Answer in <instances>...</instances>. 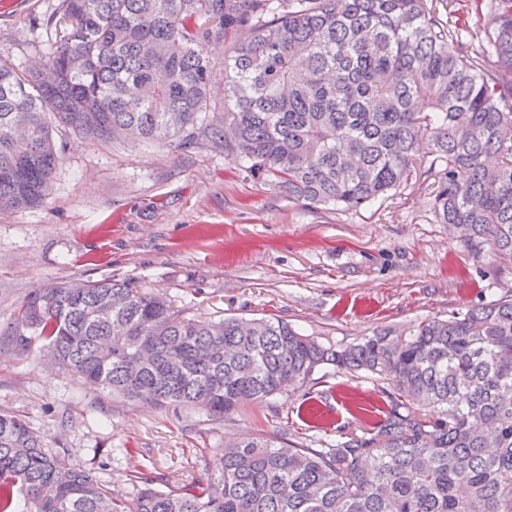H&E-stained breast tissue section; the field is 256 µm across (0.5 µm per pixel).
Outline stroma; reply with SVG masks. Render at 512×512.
Listing matches in <instances>:
<instances>
[{
	"label": "stroma",
	"instance_id": "1",
	"mask_svg": "<svg viewBox=\"0 0 512 512\" xmlns=\"http://www.w3.org/2000/svg\"><path fill=\"white\" fill-rule=\"evenodd\" d=\"M58 0H0V62L34 66L55 40ZM61 161L36 208L0 212V412L24 415L112 494L130 499L135 467L160 490L206 478L225 444L271 436L324 448L375 426L347 394L384 408L367 373L315 372L302 388L247 404L224 421L130 403L54 366L40 342L5 331L26 296L59 280L126 279L198 319L288 321L338 349L387 328L495 299L512 285L489 252L437 224L431 178L336 211L288 197L223 149L57 138Z\"/></svg>",
	"mask_w": 512,
	"mask_h": 512
}]
</instances>
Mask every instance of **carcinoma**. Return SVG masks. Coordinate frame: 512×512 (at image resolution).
<instances>
[{"instance_id":"carcinoma-1","label":"carcinoma","mask_w":512,"mask_h":512,"mask_svg":"<svg viewBox=\"0 0 512 512\" xmlns=\"http://www.w3.org/2000/svg\"><path fill=\"white\" fill-rule=\"evenodd\" d=\"M475 8L476 56L460 0H61L45 59L0 63V210L49 196L58 132L207 141L340 211L388 198L419 161L436 222L512 270V0ZM232 34L223 113L208 120L211 48ZM13 336L128 401L215 421L325 366L390 389L369 432L327 448L229 444L217 474L176 491L137 468L129 501L0 412V512H512V289L338 350L282 319L186 317L127 280L62 281L27 298ZM461 3L466 4L467 6L464 11H469L468 28L462 33L463 40L470 45V50L473 54H479L486 45L483 19H480V16L475 10L474 0H468Z\"/></svg>"}]
</instances>
